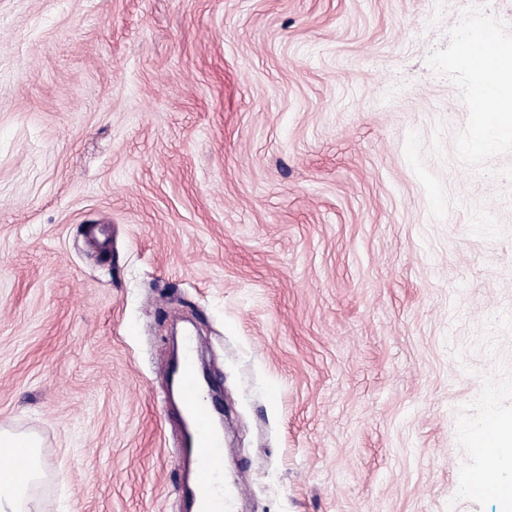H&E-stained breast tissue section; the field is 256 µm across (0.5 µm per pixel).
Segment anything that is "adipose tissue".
<instances>
[{
    "mask_svg": "<svg viewBox=\"0 0 512 512\" xmlns=\"http://www.w3.org/2000/svg\"><path fill=\"white\" fill-rule=\"evenodd\" d=\"M458 67L475 72L479 86L493 88L487 101L470 102L475 136L472 147L481 151L493 140L512 138V47L501 45L494 27L473 31L456 59Z\"/></svg>",
    "mask_w": 512,
    "mask_h": 512,
    "instance_id": "ef3b65f1",
    "label": "adipose tissue"
}]
</instances>
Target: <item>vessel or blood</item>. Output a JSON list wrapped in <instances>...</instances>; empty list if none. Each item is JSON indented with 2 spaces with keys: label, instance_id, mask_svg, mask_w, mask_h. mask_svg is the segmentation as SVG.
<instances>
[{
  "label": "vessel or blood",
  "instance_id": "1",
  "mask_svg": "<svg viewBox=\"0 0 512 512\" xmlns=\"http://www.w3.org/2000/svg\"><path fill=\"white\" fill-rule=\"evenodd\" d=\"M181 406L193 429L179 450L181 459L192 465V482L187 490L189 512H233L243 486L224 483V440L213 429L214 406L205 396L197 374L196 344L186 337L181 357L174 367Z\"/></svg>",
  "mask_w": 512,
  "mask_h": 512
}]
</instances>
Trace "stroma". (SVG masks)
<instances>
[{
	"mask_svg": "<svg viewBox=\"0 0 512 512\" xmlns=\"http://www.w3.org/2000/svg\"><path fill=\"white\" fill-rule=\"evenodd\" d=\"M512 0H0V424L28 512H184L191 324L236 512H502L512 141L469 151ZM494 438L500 452L491 456L490 469L493 468L500 473L512 468V419L496 418ZM5 448H13V458L11 459L12 469L4 472V475L8 476L12 471H27L19 476L16 473L8 478H0V511L21 512L20 506L28 487L42 476L41 469H30L37 464L38 458L35 456H38L36 448H39V444L35 438L15 435L1 425L0 455ZM17 448H28L27 451L32 455Z\"/></svg>",
	"mask_w": 512,
	"mask_h": 512,
	"instance_id": "stroma-1",
	"label": "stroma"
}]
</instances>
